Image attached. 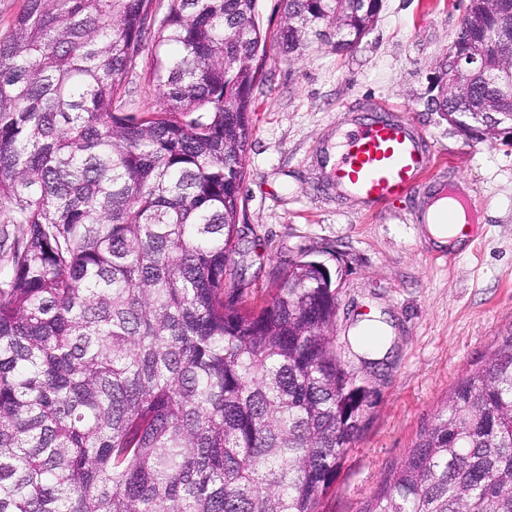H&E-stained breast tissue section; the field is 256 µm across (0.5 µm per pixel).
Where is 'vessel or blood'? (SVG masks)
I'll list each match as a JSON object with an SVG mask.
<instances>
[{
    "label": "vessel or blood",
    "mask_w": 512,
    "mask_h": 512,
    "mask_svg": "<svg viewBox=\"0 0 512 512\" xmlns=\"http://www.w3.org/2000/svg\"><path fill=\"white\" fill-rule=\"evenodd\" d=\"M322 160L339 192L388 205L415 193L433 169L425 133L409 120L388 116L342 133L339 151Z\"/></svg>",
    "instance_id": "obj_1"
}]
</instances>
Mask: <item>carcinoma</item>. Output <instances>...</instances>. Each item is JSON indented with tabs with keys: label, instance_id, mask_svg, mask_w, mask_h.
<instances>
[{
	"label": "carcinoma",
	"instance_id": "obj_1",
	"mask_svg": "<svg viewBox=\"0 0 512 512\" xmlns=\"http://www.w3.org/2000/svg\"><path fill=\"white\" fill-rule=\"evenodd\" d=\"M382 0H26L0 39V512H320L374 390L336 349V288L302 253L248 303L236 257L257 64L273 38L351 51ZM512 0H468L488 51L473 127L512 125L493 74ZM364 512H512V337L464 377ZM258 10L264 28L275 30L283 22V8L280 0H259ZM153 40L149 36L145 51L137 61L133 71L126 79V110L129 112H148L160 103V92L154 83L148 80L147 72L151 63Z\"/></svg>",
	"mask_w": 512,
	"mask_h": 512
}]
</instances>
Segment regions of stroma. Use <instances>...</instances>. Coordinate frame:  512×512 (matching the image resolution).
Listing matches in <instances>:
<instances>
[{"instance_id": "35a3bbf8", "label": "stroma", "mask_w": 512, "mask_h": 512, "mask_svg": "<svg viewBox=\"0 0 512 512\" xmlns=\"http://www.w3.org/2000/svg\"><path fill=\"white\" fill-rule=\"evenodd\" d=\"M464 14L462 0H383L356 49L313 44L301 55L269 43L253 91L239 221L250 234L244 276L254 300L273 271L311 252L337 288L338 352L357 316L380 312L393 329L386 358L367 378L377 391L320 512H363L457 383L512 337V136L468 138L428 100L438 64ZM150 52L126 79V109L160 103ZM399 109L432 143L436 172L463 183L477 228L461 248L435 246L412 216L424 198L365 207L337 194L314 161L371 103Z\"/></svg>"}]
</instances>
